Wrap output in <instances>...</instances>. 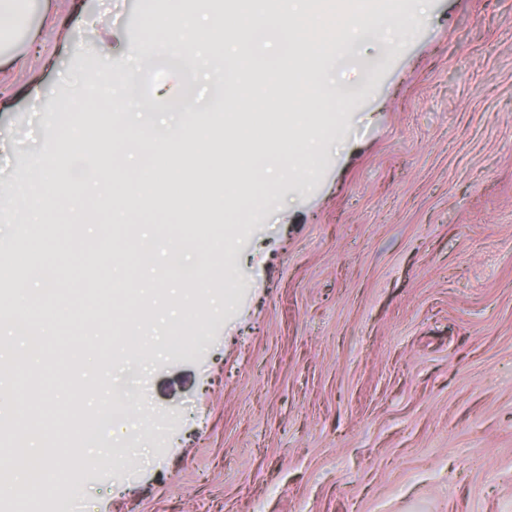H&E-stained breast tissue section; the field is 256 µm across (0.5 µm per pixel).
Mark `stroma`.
Masks as SVG:
<instances>
[{
	"label": "stroma",
	"mask_w": 512,
	"mask_h": 512,
	"mask_svg": "<svg viewBox=\"0 0 512 512\" xmlns=\"http://www.w3.org/2000/svg\"><path fill=\"white\" fill-rule=\"evenodd\" d=\"M142 0H22L0 35V268L29 249L20 173L49 158L60 184L87 178L52 117L74 87L101 101L122 85L135 116L101 113L110 140L154 138L194 155L180 103L212 119L224 87L247 112L271 75L318 45L339 109L321 112L319 160L303 177L260 180L234 208L225 253L234 288L168 313L158 336L124 329L122 303H85L82 321L41 338L42 357L0 335L19 396L33 405L0 429V459L45 446L56 482L0 512H512V0H399L393 38L367 22L313 43L271 27L264 43L188 70L155 54ZM53 277L0 282L80 300L85 280L120 282L73 233ZM203 251L158 257L156 286L184 292ZM127 399L135 468H116L92 376Z\"/></svg>",
	"instance_id": "35a3bbf8"
}]
</instances>
